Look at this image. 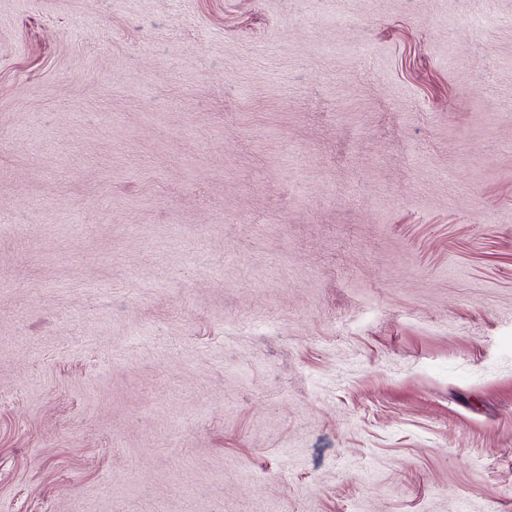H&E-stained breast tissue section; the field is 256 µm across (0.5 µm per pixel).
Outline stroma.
Masks as SVG:
<instances>
[{
    "mask_svg": "<svg viewBox=\"0 0 512 512\" xmlns=\"http://www.w3.org/2000/svg\"><path fill=\"white\" fill-rule=\"evenodd\" d=\"M0 512H512V0H0Z\"/></svg>",
    "mask_w": 512,
    "mask_h": 512,
    "instance_id": "35a3bbf8",
    "label": "stroma"
}]
</instances>
